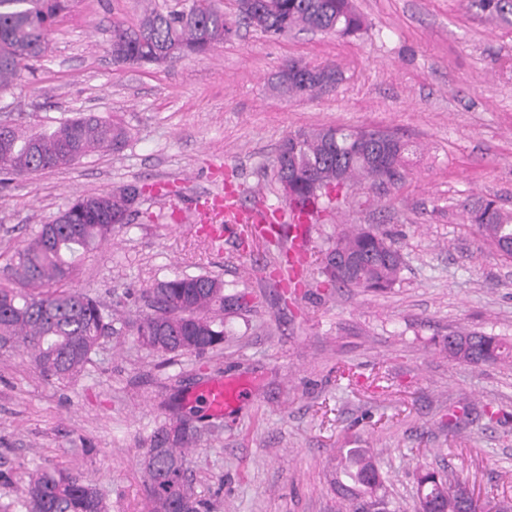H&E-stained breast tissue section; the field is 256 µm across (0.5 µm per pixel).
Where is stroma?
Returning <instances> with one entry per match:
<instances>
[{"label": "stroma", "mask_w": 512, "mask_h": 512, "mask_svg": "<svg viewBox=\"0 0 512 512\" xmlns=\"http://www.w3.org/2000/svg\"><path fill=\"white\" fill-rule=\"evenodd\" d=\"M353 3L365 25L352 36L273 40L243 27L208 54L137 67L113 62V25L184 0H72L45 58L0 94L9 122L92 112L128 132L119 152L0 184V253L74 196L144 190L71 280L119 316L80 376L46 379L0 349V512H22L18 478L36 466L84 473L110 512H148L142 460L187 414L201 512H354L336 492V454L355 440L373 449L391 512H416L422 468L455 470L480 500H512V368L445 350L463 328L512 342V258L465 211L490 198L512 213V23L470 0ZM292 58L334 66L339 80L313 97L277 96L270 82ZM328 125L387 129L420 149L397 185L351 190L313 225L315 261L292 297L264 242L212 244L194 204L231 171L241 196L256 189L284 206L283 140ZM347 224L400 249L394 289L323 285L317 258ZM200 274L245 297L224 316L223 344L176 356L143 347L128 327L149 310L141 290ZM234 378L250 389L224 417L187 404L192 389Z\"/></svg>", "instance_id": "35a3bbf8"}]
</instances>
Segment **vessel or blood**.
<instances>
[{
	"instance_id": "vessel-or-blood-1",
	"label": "vessel or blood",
	"mask_w": 512,
	"mask_h": 512,
	"mask_svg": "<svg viewBox=\"0 0 512 512\" xmlns=\"http://www.w3.org/2000/svg\"><path fill=\"white\" fill-rule=\"evenodd\" d=\"M195 207L204 216L214 211L223 213V223L209 229L212 238L224 240L240 224L256 225L263 235L281 245L283 264L292 266L297 272L304 269L310 244L307 228L313 221L310 210L283 212L274 209L259 193L253 194L252 204L246 208L240 204L237 193L220 189L200 196ZM246 392L245 384L236 380L212 381L189 392L187 400L191 403L203 401L208 414L221 417L236 408Z\"/></svg>"
}]
</instances>
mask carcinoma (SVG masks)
<instances>
[{
  "label": "carcinoma",
  "mask_w": 512,
  "mask_h": 512,
  "mask_svg": "<svg viewBox=\"0 0 512 512\" xmlns=\"http://www.w3.org/2000/svg\"><path fill=\"white\" fill-rule=\"evenodd\" d=\"M236 19L229 20L213 0H189V5L166 13L146 11L138 24L112 27V58L137 66L173 63L188 54H205L224 43L234 28L253 27L271 37L294 31L355 35L364 22L352 0H237ZM491 18L512 14V0H473ZM69 0H0V92L17 85L23 72L40 60L57 19ZM285 98L310 97L327 86L314 79L278 72L272 85ZM364 128L325 126L291 134L276 158L281 191L294 204L309 203L320 217L355 186L375 184L371 153L359 145ZM388 164L403 176L410 141L390 132ZM128 139L126 129L91 114L67 118L54 127L37 130L23 124L0 127V176L25 177L68 168L98 152H117ZM344 180L336 177V164ZM305 181L297 195L284 185V168ZM479 233L512 257V216L493 199H479L467 208ZM130 211L115 193L82 195L51 224H43L5 258L8 277L0 281V346L23 349L39 372L58 382H72L84 369L104 336L115 333L113 314L95 297L69 286L82 255L100 248L112 227L126 223ZM360 260L353 271L341 273L332 255ZM327 286H356L383 292L399 281L403 260L395 244L371 228L345 227L336 234L320 259ZM151 312L131 324L132 335L150 350L163 353L197 352L224 340V311L230 297L224 282L208 275L177 276L144 290ZM449 356L470 364L512 359V343L478 331H458ZM197 435L192 420H179L174 435L155 440L144 461L143 478L149 512H178L182 500L198 512L187 482V446ZM419 512H512V503L486 501L465 505V482L456 474L422 469L417 475ZM336 486L343 498L363 500L362 512H387L384 480L369 448H342L336 464ZM24 512H108L96 486L68 468H34L20 477Z\"/></svg>",
  "instance_id": "obj_1"
}]
</instances>
